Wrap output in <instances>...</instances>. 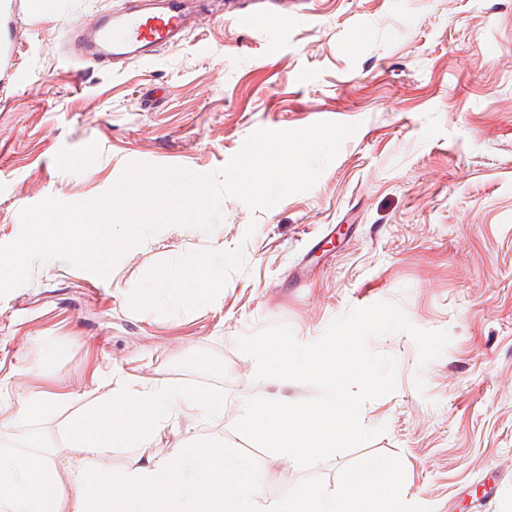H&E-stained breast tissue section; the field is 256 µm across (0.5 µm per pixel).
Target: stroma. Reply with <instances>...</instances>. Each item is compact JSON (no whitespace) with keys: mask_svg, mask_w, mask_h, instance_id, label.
Wrapping results in <instances>:
<instances>
[{"mask_svg":"<svg viewBox=\"0 0 512 512\" xmlns=\"http://www.w3.org/2000/svg\"><path fill=\"white\" fill-rule=\"evenodd\" d=\"M34 1L0 0V245L23 208L91 200L132 163L211 173L259 129L358 130L311 190L257 210L225 197L212 232L167 226L108 277L35 263L0 299V455L62 448L73 411L144 377L223 395L224 419L178 414L144 446L98 451V469L218 442L277 499L341 492L380 458L410 512H512V0H307L286 27L247 25L240 0H188L200 28L123 68L72 62L67 29L124 0ZM205 256L224 283L208 305L147 299ZM379 302L451 335L423 367L410 335L370 339L398 363L395 392L360 414L381 435L304 469L235 430L247 399L319 394L256 379L240 337L285 324L309 344ZM37 394L48 409L17 416Z\"/></svg>","mask_w":512,"mask_h":512,"instance_id":"1","label":"stroma"}]
</instances>
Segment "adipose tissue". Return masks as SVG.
I'll use <instances>...</instances> for the list:
<instances>
[{"label": "adipose tissue", "instance_id": "1", "mask_svg": "<svg viewBox=\"0 0 512 512\" xmlns=\"http://www.w3.org/2000/svg\"><path fill=\"white\" fill-rule=\"evenodd\" d=\"M213 266L202 259L161 281L200 306L216 291ZM185 400L158 380L111 389L71 421L66 450L0 457V512H405L396 467L377 459L351 471L341 494L312 487L274 500L263 496L258 464L218 443L163 448L118 472L84 464L100 449L147 442Z\"/></svg>", "mask_w": 512, "mask_h": 512}]
</instances>
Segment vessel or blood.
<instances>
[{
  "label": "vessel or blood",
  "mask_w": 512,
  "mask_h": 512,
  "mask_svg": "<svg viewBox=\"0 0 512 512\" xmlns=\"http://www.w3.org/2000/svg\"><path fill=\"white\" fill-rule=\"evenodd\" d=\"M184 0H128L112 20L81 19L71 24L69 36L85 45L87 61L106 64L113 59H144L154 47H173L189 31Z\"/></svg>",
  "instance_id": "b4317fda"
}]
</instances>
